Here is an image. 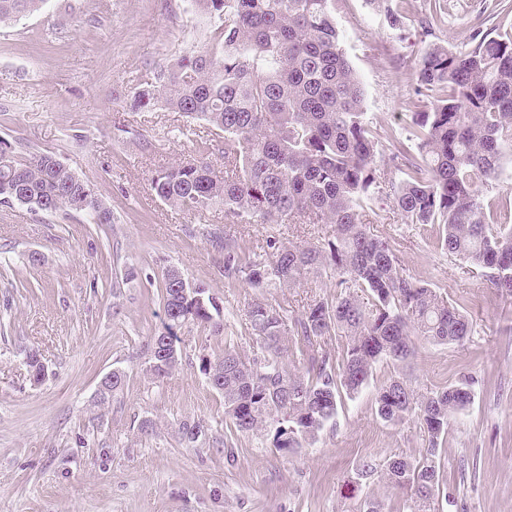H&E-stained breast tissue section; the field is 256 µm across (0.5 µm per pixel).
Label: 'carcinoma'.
Returning a JSON list of instances; mask_svg holds the SVG:
<instances>
[{
	"label": "carcinoma",
	"mask_w": 512,
	"mask_h": 512,
	"mask_svg": "<svg viewBox=\"0 0 512 512\" xmlns=\"http://www.w3.org/2000/svg\"><path fill=\"white\" fill-rule=\"evenodd\" d=\"M47 0H0V24L40 11ZM217 25L211 47L183 54L149 72L130 92L129 110L158 108L202 120L224 133V170L204 158L162 166L150 188L162 202L199 210L224 207L229 224H331L324 239L292 242L267 261L244 259L224 243V276L252 288H294L326 268L336 272V295L321 297L285 336L279 311L263 298L248 310L258 349L244 360L235 347L203 367L224 363V413L230 431L249 434L277 423L274 448L284 454L316 440L335 421L342 394L359 393L381 363L397 367L416 352L412 337L461 344L473 323L466 309L430 284L404 275L391 242L371 232L364 209L385 173L374 163L377 137L364 118V90L343 50L331 0H193ZM384 9L402 23L407 0ZM451 0H428L426 31L448 26ZM472 45L453 51L434 44L422 56L414 98H431L427 111L410 113V135L389 137L390 179L397 210L410 224H430L448 256L480 272L502 296L512 295V196L484 195L512 148V40L490 38L484 18L470 20ZM418 149L412 161L409 145ZM0 204L44 212L65 209L93 224L112 223V210L87 183L50 153L18 159L0 142ZM164 274V309L186 323L221 330L218 298L195 283L205 305L176 296ZM343 336L338 359L310 358L313 374L292 371L287 352L304 353L314 341ZM472 381L421 391L400 374L379 388L376 414L387 423L421 420L428 446L418 459L364 460L356 480L372 478L406 492V512H430L439 492V448L454 416L471 402Z\"/></svg>",
	"instance_id": "1"
}]
</instances>
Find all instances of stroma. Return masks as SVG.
<instances>
[{
	"mask_svg": "<svg viewBox=\"0 0 512 512\" xmlns=\"http://www.w3.org/2000/svg\"><path fill=\"white\" fill-rule=\"evenodd\" d=\"M457 3L447 27L427 35L423 0H410L398 27L369 0H333L365 119L382 136H407L427 48L469 44V20L485 0ZM209 30L192 0H48L42 12L0 26V141L24 157L55 154L112 210L100 229L82 215L0 205V512H358L369 495L383 512H404L401 492L357 484L353 474L359 461L416 458L428 445L417 418L391 425L376 415L392 366H378L359 394L343 398L335 423L291 455L274 449L272 430L231 433L224 398L200 368L228 337L252 358L247 311L257 294L290 318L334 294L327 270L261 292L225 279L224 251L212 243L217 236L264 260L267 241H312L316 227L228 224L222 208H173L150 189L155 169L188 157L224 166L221 134L207 123L131 112L124 99L145 72L205 48ZM366 209L406 274L443 289L473 320L460 345L415 337L404 368L424 391L464 374L476 380L441 449L435 512H512V296L463 273L431 227L406 223L389 188L375 190ZM34 252L41 261L32 266ZM172 266L216 294L224 331L186 325L181 365L157 379L148 343L161 327L160 286ZM33 350L48 367L39 383L27 363ZM116 369L122 390L100 400L102 378ZM194 422L202 434L190 444L181 427Z\"/></svg>",
	"mask_w": 512,
	"mask_h": 512,
	"instance_id": "1",
	"label": "stroma"
}]
</instances>
